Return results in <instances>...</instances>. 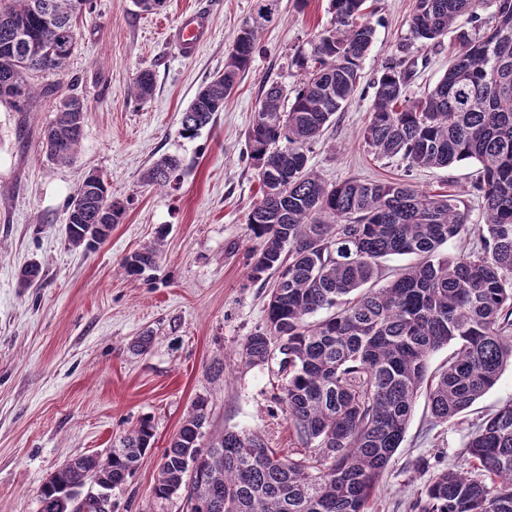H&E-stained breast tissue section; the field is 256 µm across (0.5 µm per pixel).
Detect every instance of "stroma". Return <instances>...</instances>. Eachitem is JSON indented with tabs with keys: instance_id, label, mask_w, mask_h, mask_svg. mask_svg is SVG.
I'll list each match as a JSON object with an SVG mask.
<instances>
[{
	"instance_id": "stroma-1",
	"label": "stroma",
	"mask_w": 512,
	"mask_h": 512,
	"mask_svg": "<svg viewBox=\"0 0 512 512\" xmlns=\"http://www.w3.org/2000/svg\"><path fill=\"white\" fill-rule=\"evenodd\" d=\"M413 0H373V46L353 98L313 144L310 164L327 183L347 179H404L447 194L482 223L472 192L478 166L406 169L382 158L361 138L369 120L373 83L408 44L416 62L411 96L432 89L456 43L412 40ZM257 0H169L166 11H140L133 0H93L80 18L66 68L36 77L51 96L24 110L0 103V512H38L37 490L69 458L106 456L121 436L150 418L154 442L128 481L112 491L115 512H181L179 499L152 495L164 448L192 402L209 400V431L256 432L269 447L288 449L296 436L275 398L271 367L250 366L240 353L263 326L268 287L251 280L261 249L247 215L259 197L245 141L265 82L294 86L289 61L319 30L331 26L329 0H280L259 32L254 61L223 112L196 137L181 136V116L217 71ZM203 11L204 45L182 54L171 37L182 13ZM151 70L155 89L131 94L137 73ZM77 90L88 108L76 161H47L43 132L60 97ZM165 155L181 159L175 188L147 186L144 171ZM91 172L129 205L111 237L95 249L72 246L65 233L66 203ZM169 233L155 270L129 277L122 259L152 244L160 225ZM42 267L31 287L19 284L29 262ZM147 335L146 352L133 351ZM512 400V367L497 385L455 418L434 422L419 393L405 440L379 480L373 512L408 506L442 469L464 466L463 444L482 416Z\"/></svg>"
}]
</instances>
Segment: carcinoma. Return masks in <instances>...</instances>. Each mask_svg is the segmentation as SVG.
I'll return each mask as SVG.
<instances>
[{
	"label": "carcinoma",
	"mask_w": 512,
	"mask_h": 512,
	"mask_svg": "<svg viewBox=\"0 0 512 512\" xmlns=\"http://www.w3.org/2000/svg\"><path fill=\"white\" fill-rule=\"evenodd\" d=\"M278 0H257V15L239 28L224 71L200 88L184 110L180 133L193 138L224 105L250 68L258 32ZM493 24L461 30L448 70L425 95L408 94L411 68L399 59L375 83L361 132L381 157L410 168L474 161L473 189L485 224L468 252L442 251L467 224L448 195L405 180L327 184L308 165L311 146L354 96L375 28L367 0H330L332 28L291 65L301 79L264 86L246 151L260 196L247 216L262 239L250 278L277 274L266 322L248 336L241 359L254 366L279 361L286 383L277 402L301 447L283 453L260 435L232 430L204 438L209 401L197 397L164 449L154 498L183 496L186 512H370L379 478L401 447L413 403L426 387L430 411L447 421L470 408L512 365V0H488ZM92 0H0V102L23 108L34 96L33 75L61 71L76 44V20ZM483 0H414L411 33L432 43L457 19L479 21ZM154 75L141 71L132 87L151 96ZM84 96L70 93L44 135L47 159L70 164L83 139ZM182 163L174 156L144 173L146 184L171 188ZM280 194L271 181L282 167ZM128 201L88 174L67 202L66 236L74 247L105 242ZM167 227L156 241L126 256V275L156 267ZM417 261L376 287L379 260ZM454 344L446 368L428 374L431 354ZM143 419L106 459L82 455L37 491L43 505L73 493L92 473L116 488L152 447ZM201 456L195 470L187 455ZM471 470L436 474L412 512H512V401L468 435Z\"/></svg>",
	"instance_id": "cac0c4a2"
}]
</instances>
